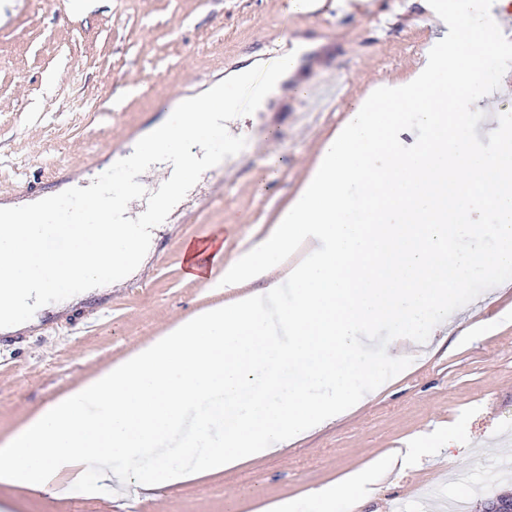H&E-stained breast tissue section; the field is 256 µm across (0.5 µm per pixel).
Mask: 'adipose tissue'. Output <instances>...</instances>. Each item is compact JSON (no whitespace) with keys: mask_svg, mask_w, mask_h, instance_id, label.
<instances>
[{"mask_svg":"<svg viewBox=\"0 0 512 512\" xmlns=\"http://www.w3.org/2000/svg\"><path fill=\"white\" fill-rule=\"evenodd\" d=\"M313 42L295 38L292 50L265 64L251 62L215 81L200 94L177 99L172 115L152 124L129 145V151L116 155L115 164L150 173L171 162L187 160L179 184L158 197L153 212L168 216L179 204L192 180L203 167L192 163L194 154H207L211 137L224 136L225 151H234L239 139L233 127L238 103L232 88L250 84L256 71L264 73V91L254 109L266 111L269 101L282 94L286 84L305 87L299 75L304 57ZM64 191L82 201L79 209L53 216L54 197L39 201L0 204V331L14 333L35 325L34 314L48 303L65 309L83 299L88 289L103 283L120 284L140 273L152 257L155 225L133 223L125 209L103 205L100 188L72 181ZM58 237L67 243L57 256L46 252L47 239ZM387 460L374 463L371 470L346 475L321 486L306 498L309 512H336L342 502L363 503L372 495L376 474L385 472Z\"/></svg>","mask_w":512,"mask_h":512,"instance_id":"adipose-tissue-1","label":"adipose tissue"}]
</instances>
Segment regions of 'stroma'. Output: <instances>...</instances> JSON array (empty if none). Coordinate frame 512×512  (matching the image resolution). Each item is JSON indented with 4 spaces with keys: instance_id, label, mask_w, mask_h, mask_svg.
Masks as SVG:
<instances>
[{
    "instance_id": "stroma-1",
    "label": "stroma",
    "mask_w": 512,
    "mask_h": 512,
    "mask_svg": "<svg viewBox=\"0 0 512 512\" xmlns=\"http://www.w3.org/2000/svg\"><path fill=\"white\" fill-rule=\"evenodd\" d=\"M14 0L0 23V201L20 200L40 177L58 189L86 164H106L130 138L166 114L171 101L196 94L263 55L275 57L297 36L328 46L310 81L335 73L348 94L335 111H305L302 99L256 112L252 90L236 89L245 132L233 155L223 135L211 140L216 161L161 225L147 270L61 312L47 311L31 332L0 338V446L10 443L46 404L169 326L224 303L223 266L205 279L187 275L186 246L223 248L225 260L266 236L300 190L324 143L346 112L386 78L408 79L430 44L424 0H373L367 14L336 0ZM273 139H264L267 129ZM138 181L140 212L166 184L117 165L104 195ZM413 361L354 412L273 455L219 475L195 473L180 484L144 491L136 483L78 494L63 482L56 494L0 481V512H256L299 499L310 489L369 468L405 440L430 453L383 473L373 498L336 512H437L444 500L479 512L489 498L512 493V471L477 445L512 430V281L483 304L465 306L457 327L436 335ZM459 450L438 449L442 429Z\"/></svg>"
}]
</instances>
